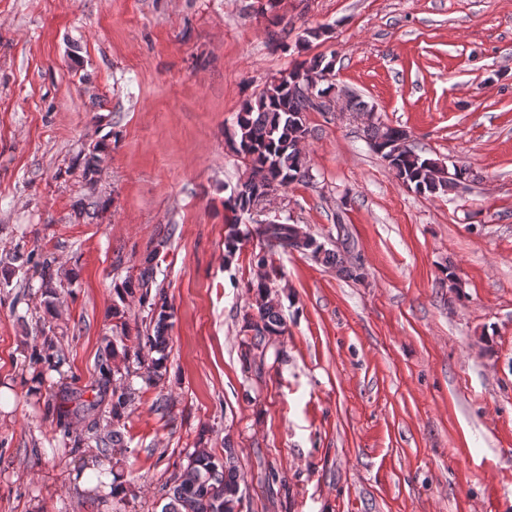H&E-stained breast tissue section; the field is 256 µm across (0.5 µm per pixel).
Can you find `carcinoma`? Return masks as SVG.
<instances>
[{"label": "carcinoma", "instance_id": "obj_1", "mask_svg": "<svg viewBox=\"0 0 512 512\" xmlns=\"http://www.w3.org/2000/svg\"><path fill=\"white\" fill-rule=\"evenodd\" d=\"M333 63L323 57H315L308 64L283 71L273 78L255 97L246 102L238 113L237 129L231 141L232 150L240 156L248 168V175L239 181L231 195L224 202L225 209L235 215L225 225V258L231 260L239 249V244L249 238H257L269 248L284 252L310 253L323 256V262L333 263L335 254L324 249L312 235H298L299 227L272 221H256L241 226L239 216L252 212L261 201L262 195L270 194L280 187L311 179L309 161L302 144L308 137L309 128L306 114L321 111L335 91L333 84L324 87L306 86V79L319 76L332 70ZM355 110L364 111L360 102ZM366 112V111H364ZM368 124L364 130L371 149L386 160L396 179L419 193L430 195L449 194L462 184L470 181L471 170L462 165L448 168L439 159L423 156L415 148H401V140L407 135L400 127L386 125L374 119V113L366 112ZM92 148L86 158L83 176L88 183L94 182L101 162ZM157 250L146 253L139 264L137 277H127L124 285L117 288L119 298L126 295L138 296L142 306L150 308L154 319V333L138 336L137 349L155 354L151 358V368L157 374L163 368L167 354L165 331L171 317L170 307L157 285ZM40 274V291L48 300L58 295V270L55 258L47 254L37 263ZM255 313L245 318L243 331L250 334L249 342L242 353L243 363L251 367L255 362L252 351L265 346L267 339L281 336L285 332V322L278 303L272 298L270 286L265 282L257 284L252 298ZM128 346L115 341L106 344L97 359V379L91 385L93 399H83V391L65 386L46 397L47 417L55 421L56 428L63 436L73 441V447H81L87 436L70 432L68 404L77 403L88 417L97 416L103 403H108V417L119 422L125 415L131 401V393L124 387L113 385L116 370L114 362L127 358ZM34 365L47 364L58 367L64 361V354L57 348L52 338L45 336L41 344L30 354ZM98 421H92L89 432L97 443L106 448H120L122 434L114 429L108 435L97 434ZM187 462L180 465L166 482V499L161 512H234L241 505V476L236 466L224 462L206 448H196L186 456Z\"/></svg>", "mask_w": 512, "mask_h": 512}]
</instances>
